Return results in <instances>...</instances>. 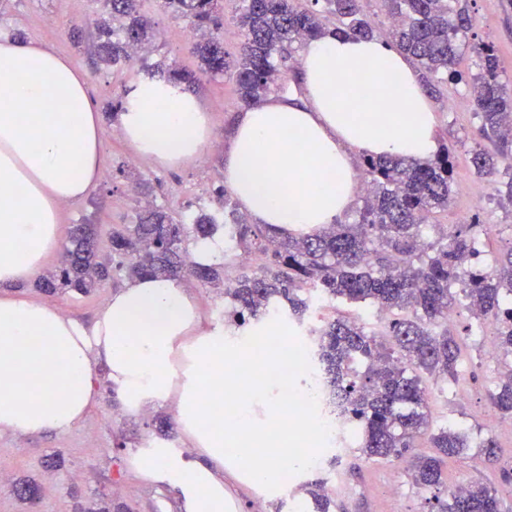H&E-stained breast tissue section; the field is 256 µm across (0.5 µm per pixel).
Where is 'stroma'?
Listing matches in <instances>:
<instances>
[{"mask_svg":"<svg viewBox=\"0 0 512 512\" xmlns=\"http://www.w3.org/2000/svg\"><path fill=\"white\" fill-rule=\"evenodd\" d=\"M466 5L475 26L470 45L462 52L460 70L474 71L477 57L473 45L490 41L497 49L502 71L512 79V0H466ZM101 11L100 0H0V37L39 42L74 59L86 74L91 98L106 117L98 181L86 197L63 204L60 211L63 234H70L76 224L94 225L99 253L106 257L111 253L113 227L135 223L144 201L164 207L184 224L193 223L202 211L223 218L215 194L224 182L223 143L243 103L232 79L199 76L192 92L211 115L217 145L180 168L134 157L108 119L111 102L146 75L148 66L196 69L192 27L188 20L164 12L159 0H140V12L150 21L154 40L138 59L112 65L98 54L95 20ZM431 102L438 140L448 144L453 165L448 208L434 214L431 221L450 225L479 218L490 229L478 245L480 257L486 266H493L512 243V206L500 200L493 180L477 174L471 163L479 119L470 91L465 85L451 83L432 96ZM118 287V282L109 281L87 296L74 292L51 296L29 282L11 288L10 293L56 305L67 316L88 323ZM341 314L360 318L373 329L382 326L375 308L331 300L314 303L304 321L284 315L277 322L286 335L305 341L321 318ZM494 342V331L487 325L464 337L457 383L447 386L428 378L424 384L429 391L432 424L454 426L472 443L447 463L449 483L491 486L500 500V512H512V481L503 479L504 473H512V439H498L496 454L490 458L482 456L478 447L481 437L506 423L489 401L498 365L486 359L484 349ZM94 387L95 403L82 424L69 432L35 436L0 433V512H24V503L12 493L13 482L21 478L43 486L41 512H178L172 491L142 480L127 464L135 448L156 437L157 420L167 423L169 440H178L172 409L158 406L139 415L126 414L101 367L96 370ZM320 455L316 467L292 471L287 486L273 496L225 473L232 512H312L308 489L317 480L328 490L330 512H429L427 494L414 485L406 462H374L336 447L321 449Z\"/></svg>","mask_w":512,"mask_h":512,"instance_id":"1","label":"stroma"}]
</instances>
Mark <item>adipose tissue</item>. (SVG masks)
<instances>
[{
    "label": "adipose tissue",
    "instance_id": "adipose-tissue-1",
    "mask_svg": "<svg viewBox=\"0 0 512 512\" xmlns=\"http://www.w3.org/2000/svg\"><path fill=\"white\" fill-rule=\"evenodd\" d=\"M303 94L271 96L237 117L224 154V185L258 224L311 235L340 221L358 193L355 155L427 158L438 149L429 97L386 41L329 33L304 47ZM116 124L138 156L178 167L214 136L199 99L142 79ZM103 118L82 68L33 41L0 39V287L31 281L62 243L60 207L85 197L100 168ZM223 324L202 327L180 279L142 276L109 296L92 324L54 305L0 297V433L31 436L79 426L104 365L122 409L172 406L179 442L149 440L129 466L176 492L180 512H224L225 470L281 487L265 450L287 446L304 413L280 396L287 355H257L232 340L226 374ZM240 402L237 420L218 408Z\"/></svg>",
    "mask_w": 512,
    "mask_h": 512
}]
</instances>
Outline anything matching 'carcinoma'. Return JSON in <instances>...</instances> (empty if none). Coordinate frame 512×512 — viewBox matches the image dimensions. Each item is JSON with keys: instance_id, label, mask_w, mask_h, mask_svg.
I'll return each instance as SVG.
<instances>
[{"instance_id": "carcinoma-1", "label": "carcinoma", "mask_w": 512, "mask_h": 512, "mask_svg": "<svg viewBox=\"0 0 512 512\" xmlns=\"http://www.w3.org/2000/svg\"><path fill=\"white\" fill-rule=\"evenodd\" d=\"M139 0H102L107 19L99 25V54L106 61L131 60L130 50L151 38L138 11ZM163 8L186 18L197 28L223 25L222 0H162ZM240 0L237 17L243 35L239 56L230 61L224 43L211 36L193 45L199 69L228 74L240 99L255 105L283 88L285 76L275 57H285L325 31L321 17H336L343 34L372 37L375 27L360 0ZM391 24L385 41L405 53L419 78L431 89L448 82L469 86L477 107L481 140L472 164L477 173L499 174L506 165L508 181L497 194L512 205V88L500 75L495 47L478 46V72L466 76L457 69L474 23L467 6L457 0H379ZM163 79L186 90L196 73L169 69ZM450 149L441 145L425 160L399 155L361 156L369 176L368 192L352 224H329L303 237L280 236L267 224H249L232 215L229 258L222 266H203L188 259L189 240L212 236L215 217L201 214L192 224L176 221L159 207H148L134 224L112 230L111 257L97 254L93 225H76L59 268L49 272L41 288L54 293L74 290L89 294L122 274L160 278L194 277L224 288L231 310L228 321L252 327L276 306L297 320L310 309L306 293L325 299L368 302L387 315L379 331L358 317L339 316L311 330L316 358L333 396L352 421L359 442L354 452L374 462H394L411 456L413 484L426 491L444 482L443 466L469 447L451 426L430 431L423 375L446 384L458 380L460 336L448 327V313L464 298L473 318L496 329L497 347L512 359V245L498 265L488 269L476 258L477 240L488 227L476 219L453 224L447 233L428 240L429 219L448 208L452 188ZM257 258L251 272L232 275L239 254ZM494 407L512 418V377L499 380L491 392ZM434 452L412 453L423 436ZM448 499L437 501L436 512H498L496 492L480 483L460 490L446 488ZM14 493L25 504L37 503L41 486L22 479Z\"/></svg>"}]
</instances>
